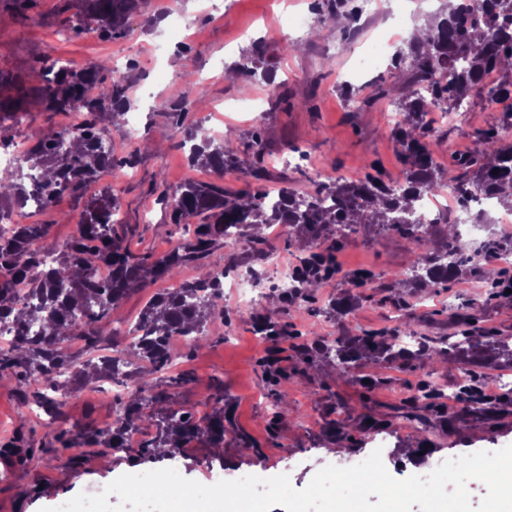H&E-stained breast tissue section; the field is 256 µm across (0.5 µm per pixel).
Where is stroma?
<instances>
[{"label": "stroma", "mask_w": 512, "mask_h": 512, "mask_svg": "<svg viewBox=\"0 0 512 512\" xmlns=\"http://www.w3.org/2000/svg\"><path fill=\"white\" fill-rule=\"evenodd\" d=\"M170 2L179 10L182 24L191 29L190 41L179 44L170 38L160 6L133 15L122 37L105 39L92 31H71L70 22L78 13L76 0H0V71L37 86L41 70L55 62L76 69L105 63L124 77L131 108L141 115L136 129L124 124L109 129L113 156L136 157L128 174L104 175L81 193L61 195L50 209L18 214L19 223L48 225V243L62 245L76 233L86 202L108 186L120 202L128 248L155 255L167 251L182 230L171 224L152 187L163 183L175 188L188 180L213 178L209 170L188 163L183 134L170 133L166 112L174 102L185 106L186 127H198L208 119L216 130H234L240 141L260 132L265 179L255 180L244 167L225 175L230 190L273 192L289 185L304 193L328 177L358 180L375 170L385 181L399 180L400 147L390 133L386 112L407 79L405 68L393 67L391 58L383 57L379 67L356 84L358 97L352 100L339 86L354 68V57L342 50L330 60L324 52L327 39L348 38L346 23L324 29L320 39L295 41L289 52L280 50L276 25L284 11L306 10L308 0H232L226 14L209 16L201 13L198 0ZM444 10L445 0H387L383 13L365 22L358 35L369 36L378 28L424 27ZM257 40L266 46L265 69L275 75L288 99L277 106L264 102L256 116L241 112L239 106L266 94L267 80L241 74L228 82L224 72L246 62ZM152 43L162 46L154 65L148 60ZM502 116L486 99L477 98L452 121L433 122L431 135L443 139L437 159L442 176L452 174L457 156L474 149L477 131L499 126ZM73 119V114L45 112L34 103L1 122L0 137L30 149L43 132ZM262 238L264 253H280L288 266L300 269L307 249L287 228L265 225ZM337 240L336 273L318 280L305 302L275 300L262 256L249 258L245 267L261 290L255 309L274 312L290 335L314 332L329 341L347 332H390L405 325L417 336L445 338L454 335L459 315L475 318L489 334L512 336V303L492 295L493 280L486 274L495 259L480 258L470 271L444 286L393 291L383 277L413 264L416 251L408 240L362 225L341 229ZM359 270L373 271L379 278L371 287L354 289L349 278ZM352 292L358 301L347 312L336 313V299ZM234 303L233 295L225 294L224 312L214 316L201 345L181 350L177 368L191 372L190 382L172 387L169 372L155 373V382L166 389L168 398L161 409L146 410L138 423L141 436L154 435L160 412L198 411L220 383L227 430L222 450L202 441L182 449L176 459L147 461L132 452L91 447L84 449V456L106 457L109 466L88 469L72 463L71 450L62 448L58 438L75 436L89 425L110 426L115 383L86 382L67 399L59 420L51 425L42 410L20 403L23 394L34 392V385L14 379L0 385V448L15 451L11 468L0 466V512H39L83 493L89 485L168 467L198 482L207 470L219 467L228 476L241 470L262 478L285 474L294 488L301 489L325 460L341 465L371 448L374 434L363 427L367 417L388 422L383 431L389 451L384 464L397 478L429 474L442 456L457 458L512 445L511 365L488 359L470 369L450 358L436 368L423 356L409 362L367 358L359 371L343 374L334 359L309 360L288 348L282 354L283 374L275 381L263 362L266 341L249 315L236 312ZM471 378L482 394L495 397L492 415L474 414L462 400L460 387ZM427 385L439 391L434 410L421 419L399 417V408L420 396ZM279 390L288 393V412L272 427L268 420ZM408 448L424 449L423 460L405 461Z\"/></svg>", "instance_id": "obj_1"}]
</instances>
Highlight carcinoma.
Instances as JSON below:
<instances>
[{"label":"carcinoma","instance_id":"carcinoma-1","mask_svg":"<svg viewBox=\"0 0 512 512\" xmlns=\"http://www.w3.org/2000/svg\"><path fill=\"white\" fill-rule=\"evenodd\" d=\"M347 0H322L320 16L346 21L353 13L346 10ZM143 0H79L78 29L83 24L96 25L105 37L123 34L130 16L139 12ZM464 0H448V10L440 21L424 32L423 40L408 41L396 54V65H408L409 79L397 102L401 120L392 128L400 146L405 184L395 188L381 178L369 175L363 180L319 181L314 192L303 195L289 188L277 193L274 205L263 203L266 194L258 191L233 193L224 187V175L244 164L242 156H261L260 135L244 145L228 139L216 140L195 129L188 132L191 143L189 160L210 169L218 181L187 182L172 191L165 186L158 201L169 212L173 224L184 226L186 241H179L163 256L130 251L118 231L120 205L110 189L87 202L86 223L61 248H51L55 259L48 264L42 248L48 235L45 224H20L5 231L0 228V321H9L13 336L8 347L0 348V373L12 374L21 382H33L56 393L74 381L115 380L121 376L133 382L129 400L120 404L112 425L106 429L88 426L78 433L85 447L126 448L125 434L134 426L143 410L165 398L156 390L150 373L119 356L102 357L86 363L67 381L60 378L73 366L64 347L69 339L82 341L92 351L117 346V338L106 337L102 323L111 316L135 289L149 281L178 277L182 269L197 265L202 256L218 242L229 243L228 230L237 231L243 242L261 243L255 233L260 224H283L301 238L308 248L302 269L296 273L298 288L284 300H307L309 283L336 270L334 245L329 235L338 227L354 224L377 226L409 240L419 250L415 265L419 272L408 278L405 273L390 275V288H424L445 284L462 272L466 260L448 261V252L457 248L455 236H448L439 220L427 231L418 230L416 203L426 193L449 189L458 203L468 207L480 191L493 194L501 205L512 209V141L505 142L499 129L476 133L478 146L455 159L457 174L443 181L432 158L425 117L431 105L455 108L463 100L482 97H512V0H484V18L477 22L465 17ZM500 73L496 88L486 92L482 86L489 70ZM42 86L34 91L25 87L20 77L0 71V120L27 110L30 99H38L45 112L79 111L87 114L85 130L76 134L65 129L52 131L27 153L23 163L28 171L4 173L0 179V221H12L23 211L22 202L37 195L53 201L65 193H76L105 173L115 174L134 166V156L121 159L106 151L109 123L120 121L130 108L128 86L122 77L104 65L75 71L65 65H52L41 73ZM183 103L170 105L168 117L172 130L183 131ZM498 173H493V170ZM104 267L109 275L97 279L94 272ZM223 286L213 272L201 273L176 288L155 293L139 314L138 323L145 330L130 346L133 355L149 364L152 371L168 367L167 336L178 332L193 345L202 340L203 323L221 307ZM257 331L266 338L281 336L284 329L267 313L252 316ZM466 347L455 345L443 350L435 341H421L413 350L400 348L397 336L364 332L346 333L333 343H325L312 332L296 345L306 357H336L347 372L364 358L374 356L393 360L413 359L423 354L445 355L452 351L475 364L478 344L473 325L461 322ZM487 347L498 358L512 365V343L504 338L487 337ZM470 410L477 415L493 412L487 399L477 389H462ZM34 403L52 419L58 417L64 402L38 392L24 395L22 404ZM224 386L215 387L212 414L203 420L191 411L163 417L164 428L146 448H185L200 437L213 448L224 447Z\"/></svg>","mask_w":512,"mask_h":512}]
</instances>
